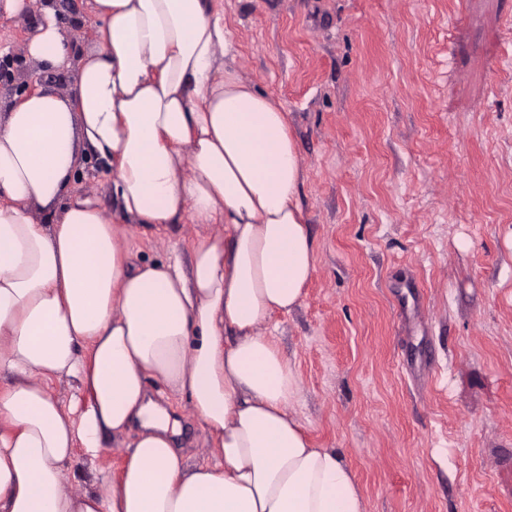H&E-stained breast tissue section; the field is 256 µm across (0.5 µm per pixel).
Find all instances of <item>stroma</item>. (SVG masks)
Segmentation results:
<instances>
[{"label": "stroma", "instance_id": "35a3bbf8", "mask_svg": "<svg viewBox=\"0 0 512 512\" xmlns=\"http://www.w3.org/2000/svg\"><path fill=\"white\" fill-rule=\"evenodd\" d=\"M233 65L288 114L316 250L301 304L269 329L296 369L313 445L354 471L368 512H512V0H223ZM0 16L31 76L39 14ZM111 161L79 190L115 214ZM199 228L130 225L138 263L190 259ZM127 450L67 463L89 487Z\"/></svg>", "mask_w": 512, "mask_h": 512}]
</instances>
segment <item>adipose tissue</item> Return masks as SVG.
Listing matches in <instances>:
<instances>
[{"label":"adipose tissue","instance_id":"adipose-tissue-1","mask_svg":"<svg viewBox=\"0 0 512 512\" xmlns=\"http://www.w3.org/2000/svg\"><path fill=\"white\" fill-rule=\"evenodd\" d=\"M89 6L100 25L77 56L43 0L24 55L73 77L0 111V512H367L340 455L313 447L266 331L315 271L286 112L228 62L215 0ZM86 150L112 162L119 218L76 190ZM185 220L224 231L189 264L132 262L128 225ZM152 378L210 438L194 469ZM110 438L129 449L121 478L69 485L66 463Z\"/></svg>","mask_w":512,"mask_h":512}]
</instances>
